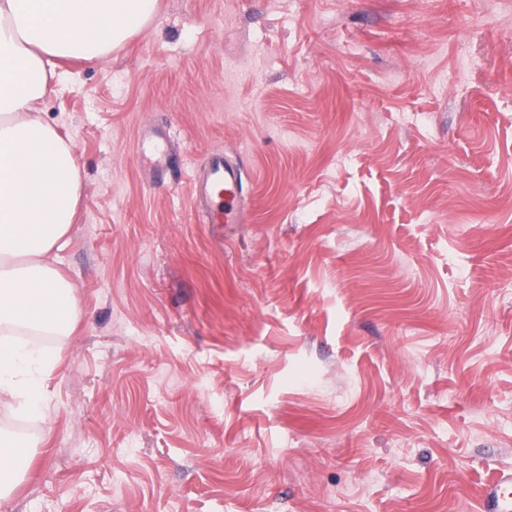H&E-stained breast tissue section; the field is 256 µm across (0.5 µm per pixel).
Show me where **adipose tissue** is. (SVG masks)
<instances>
[{"label":"adipose tissue","instance_id":"ef3b65f1","mask_svg":"<svg viewBox=\"0 0 512 512\" xmlns=\"http://www.w3.org/2000/svg\"><path fill=\"white\" fill-rule=\"evenodd\" d=\"M157 0H0V402L41 405L49 356L27 337L68 331L79 299L48 260L74 224V148L37 106L65 61H94L141 31Z\"/></svg>","mask_w":512,"mask_h":512}]
</instances>
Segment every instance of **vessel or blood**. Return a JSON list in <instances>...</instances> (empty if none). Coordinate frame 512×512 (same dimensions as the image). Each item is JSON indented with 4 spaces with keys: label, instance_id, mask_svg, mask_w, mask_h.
<instances>
[{
    "label": "vessel or blood",
    "instance_id": "b4317fda",
    "mask_svg": "<svg viewBox=\"0 0 512 512\" xmlns=\"http://www.w3.org/2000/svg\"><path fill=\"white\" fill-rule=\"evenodd\" d=\"M193 205L210 224H238L243 220L242 171L225 158L222 149L209 153L202 168L191 171ZM481 512H512V469H501L480 494Z\"/></svg>",
    "mask_w": 512,
    "mask_h": 512
}]
</instances>
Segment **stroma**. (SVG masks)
<instances>
[{"label": "stroma", "mask_w": 512, "mask_h": 512, "mask_svg": "<svg viewBox=\"0 0 512 512\" xmlns=\"http://www.w3.org/2000/svg\"><path fill=\"white\" fill-rule=\"evenodd\" d=\"M63 73L79 311L36 414L0 404V512H478L512 467V0H158ZM216 148L243 223L190 207Z\"/></svg>", "instance_id": "1"}]
</instances>
